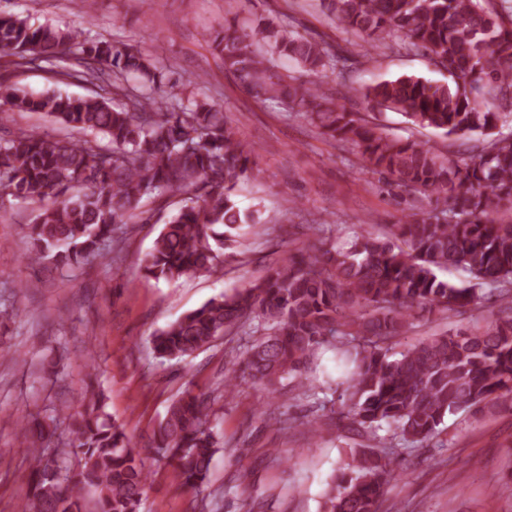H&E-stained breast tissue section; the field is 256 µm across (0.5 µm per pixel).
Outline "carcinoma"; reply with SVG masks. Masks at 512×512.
Listing matches in <instances>:
<instances>
[{
  "label": "carcinoma",
  "instance_id": "cac0c4a2",
  "mask_svg": "<svg viewBox=\"0 0 512 512\" xmlns=\"http://www.w3.org/2000/svg\"><path fill=\"white\" fill-rule=\"evenodd\" d=\"M347 38L328 42L269 20L246 30L232 22L204 35L224 71L261 101L304 111L327 139L348 143L375 172L428 199V208L371 231L347 249L291 248L268 275L220 294L153 336L156 357L184 360L219 338L257 323L266 333L247 351L244 372L273 393L284 378L308 381L315 349L346 347L353 369L342 382L344 417L369 433L385 423L405 442L430 440L448 416L512 400V0H323ZM267 53L307 73L339 70L348 77L371 51L422 54L448 80L399 75L366 88L369 109L397 112L438 131L463 149L431 147L390 136L320 85L273 76ZM76 56L83 70L58 62ZM45 64L56 82L109 79L100 91L73 97L34 93L0 77V119L41 113L52 131L17 130L0 138V208L32 205L28 265L80 269L123 250L128 225L145 221L143 202L181 196L143 259L147 275L176 281L216 275L243 226L261 223L241 209L238 190L257 176L254 146L241 139L222 109L199 88L173 77L165 61L86 30L0 15V59ZM461 269L463 283L443 279ZM500 314L417 339L390 359L398 338L422 313L465 318L485 296ZM208 396L186 390L169 403L152 450L179 485L209 482L221 448ZM69 434L18 419L29 448L32 498L24 512H138L151 472L122 424L112 419L100 387L89 385L66 408ZM79 459L76 468L69 457ZM393 459L371 449L352 454L325 491L320 512H379L394 478Z\"/></svg>",
  "mask_w": 512,
  "mask_h": 512
}]
</instances>
